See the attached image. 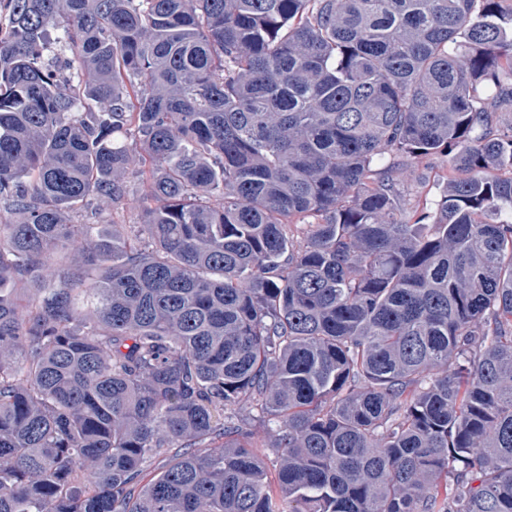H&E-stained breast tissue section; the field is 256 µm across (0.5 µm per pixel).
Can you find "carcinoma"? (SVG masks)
<instances>
[{
    "label": "carcinoma",
    "instance_id": "cac0c4a2",
    "mask_svg": "<svg viewBox=\"0 0 512 512\" xmlns=\"http://www.w3.org/2000/svg\"><path fill=\"white\" fill-rule=\"evenodd\" d=\"M509 29V0H0V512H512ZM136 156L161 205L73 223ZM412 170L402 177L407 199L420 209L426 207L432 211L451 174L448 158L433 156L421 159Z\"/></svg>",
    "mask_w": 512,
    "mask_h": 512
}]
</instances>
